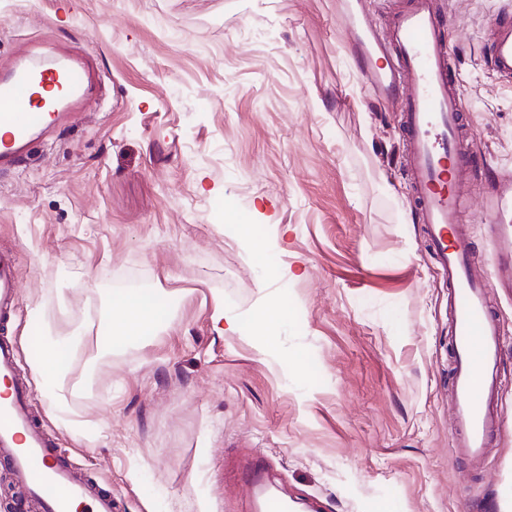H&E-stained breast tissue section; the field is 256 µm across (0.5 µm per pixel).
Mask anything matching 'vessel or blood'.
<instances>
[{
  "mask_svg": "<svg viewBox=\"0 0 512 512\" xmlns=\"http://www.w3.org/2000/svg\"><path fill=\"white\" fill-rule=\"evenodd\" d=\"M382 63L364 46L353 54L379 95L395 100L401 116L405 161L419 223L438 274L448 283V320L454 359V445L469 460L485 461L496 426L492 398L499 385L501 332L487 303L489 282L472 266L461 188L473 166L461 144L456 77L450 72L449 34L437 0H406L387 32L376 37ZM487 56L493 71L512 78V17L496 22ZM105 75L92 53L27 50L0 64V168L9 169L49 129L101 89ZM491 221L512 219V175L489 170ZM20 277L10 255L0 253V325L13 317ZM19 354L0 338V460L26 492L28 512H115L111 492L82 478L70 457L36 423L33 394L18 379ZM251 488V512H288L264 459L239 465Z\"/></svg>",
  "mask_w": 512,
  "mask_h": 512,
  "instance_id": "vessel-or-blood-1",
  "label": "vessel or blood"
}]
</instances>
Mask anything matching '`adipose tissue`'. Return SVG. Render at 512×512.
<instances>
[{"mask_svg": "<svg viewBox=\"0 0 512 512\" xmlns=\"http://www.w3.org/2000/svg\"><path fill=\"white\" fill-rule=\"evenodd\" d=\"M113 315L106 323V339L127 342L154 333L169 316L165 302L151 290L130 288L114 291L111 299ZM72 358L63 343L44 344L32 360L34 371L41 376L49 394H56L58 378Z\"/></svg>", "mask_w": 512, "mask_h": 512, "instance_id": "1", "label": "adipose tissue"}]
</instances>
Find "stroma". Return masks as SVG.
I'll return each instance as SVG.
<instances>
[{"label":"stroma","mask_w":512,"mask_h":512,"mask_svg":"<svg viewBox=\"0 0 512 512\" xmlns=\"http://www.w3.org/2000/svg\"><path fill=\"white\" fill-rule=\"evenodd\" d=\"M470 156L512 172V80L484 50L512 0H439ZM392 0H0V62L27 42L92 53L102 91L0 174L7 335L47 432L120 512H245L230 471L272 459L317 512H512V298L487 460L454 446L448 287L402 167L398 115L347 54ZM470 248L494 277L486 193ZM162 290L158 336L98 350L115 282ZM238 324L219 333L215 299ZM287 308L274 339L258 331ZM84 330L56 409L33 344ZM20 291V277L10 255L0 253V325L2 331L12 320L15 301Z\"/></svg>","instance_id":"35a3bbf8"}]
</instances>
